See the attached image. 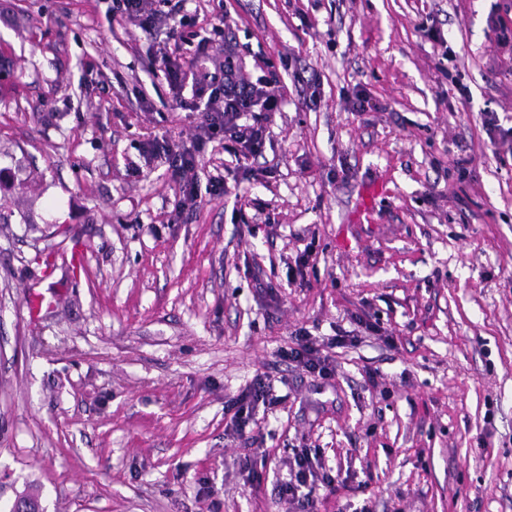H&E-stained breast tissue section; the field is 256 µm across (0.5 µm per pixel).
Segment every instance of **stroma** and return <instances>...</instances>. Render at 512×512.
<instances>
[{"label": "stroma", "instance_id": "35a3bbf8", "mask_svg": "<svg viewBox=\"0 0 512 512\" xmlns=\"http://www.w3.org/2000/svg\"><path fill=\"white\" fill-rule=\"evenodd\" d=\"M109 4L0 0V512H299L304 447L319 512H512V0H187L151 34ZM217 13L283 106L255 161L202 146L180 213L143 147L203 114L153 37L190 61ZM302 331L360 342L322 378L279 355ZM258 376L250 475L226 408ZM176 51L177 49L173 50L168 42H159L153 56L155 60H159L158 62L163 65L170 84L180 91L187 78V72L184 70L182 63L177 61L180 58L173 57ZM288 476L281 486V499L287 504L296 501L301 512H317L320 490H335L334 479L326 473L317 450H296Z\"/></svg>", "mask_w": 512, "mask_h": 512}]
</instances>
